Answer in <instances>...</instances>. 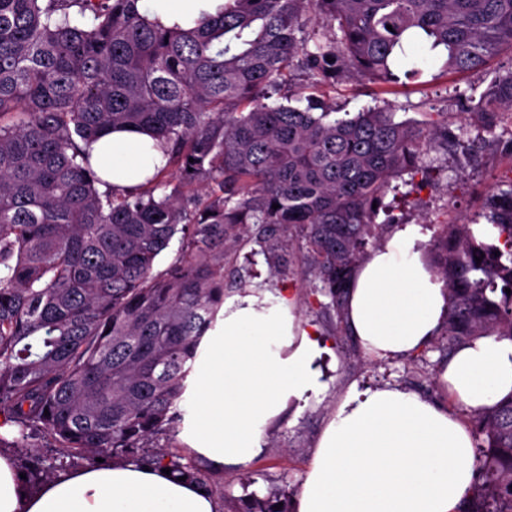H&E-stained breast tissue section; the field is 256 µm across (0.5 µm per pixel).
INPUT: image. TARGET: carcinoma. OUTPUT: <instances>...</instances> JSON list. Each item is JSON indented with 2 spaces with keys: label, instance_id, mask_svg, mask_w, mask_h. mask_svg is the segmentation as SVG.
<instances>
[{
  "label": "carcinoma",
  "instance_id": "1",
  "mask_svg": "<svg viewBox=\"0 0 512 512\" xmlns=\"http://www.w3.org/2000/svg\"><path fill=\"white\" fill-rule=\"evenodd\" d=\"M75 7L85 23L70 21ZM320 20L337 30L306 51ZM504 44L512 0H225L189 29L147 21L137 0H0V413L21 429L13 447L41 433L61 457L86 460L174 435L224 307V252L251 224L269 253L277 234H302L308 273L342 317L381 230L373 203L448 130L421 134L387 109L331 120L299 93L304 108L269 104L299 53L317 90L340 70L391 83L427 52L445 72L477 70ZM474 109L488 125L512 111V71ZM117 127L162 139L167 169L207 193L183 182L157 193L166 169L136 188H100L87 147ZM482 217L497 244L475 236ZM179 233L180 252L154 272ZM432 249L448 345L512 340V181ZM473 419L483 440L461 512H512V396ZM170 466L207 487L202 468Z\"/></svg>",
  "mask_w": 512,
  "mask_h": 512
}]
</instances>
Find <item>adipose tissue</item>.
<instances>
[{
	"instance_id": "obj_1",
	"label": "adipose tissue",
	"mask_w": 512,
	"mask_h": 512,
	"mask_svg": "<svg viewBox=\"0 0 512 512\" xmlns=\"http://www.w3.org/2000/svg\"><path fill=\"white\" fill-rule=\"evenodd\" d=\"M224 0H138L140 14L190 28ZM102 181L131 188L167 164L146 132L113 130L90 146ZM417 225L398 227L356 268L344 318L363 349L386 358L423 348L442 328L448 290L422 259ZM319 340L302 328L292 295L224 302L196 370L195 452L245 463L268 423L319 388ZM438 381L473 410L512 396V340L483 336L456 346ZM475 478L468 429L442 404L398 387L350 389L319 436L295 512H459ZM0 512H216L210 493L136 462L82 467L25 490L0 454Z\"/></svg>"
}]
</instances>
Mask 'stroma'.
Instances as JSON below:
<instances>
[{
    "instance_id": "obj_1",
    "label": "stroma",
    "mask_w": 512,
    "mask_h": 512,
    "mask_svg": "<svg viewBox=\"0 0 512 512\" xmlns=\"http://www.w3.org/2000/svg\"><path fill=\"white\" fill-rule=\"evenodd\" d=\"M414 65L420 69V76L396 84L342 73L321 96L322 101L344 112L388 108L394 111L396 120L418 128L438 124L448 129L447 149L428 150L418 174L392 181L376 217L383 230L368 244L372 250L385 244L394 229L403 224L419 225L425 240H432L439 225L478 214L487 193L512 179V112H501L495 127L489 130L471 104L488 89L496 74L512 69V47L502 46L481 70L446 74L436 56L416 59ZM278 255L287 260L293 279L282 280L251 232H243L224 258V276L230 279L241 275L246 292L257 291L269 298L283 288L293 292L302 326L312 330L328 348L319 363L322 386L266 427L262 451L251 462L209 467L210 494L217 512H246L256 499L294 508L316 438L351 384L362 388L390 384L414 390L446 405L465 425L473 423L472 410L437 385L439 364L448 355L444 336L433 339L423 359L417 361L368 355L346 324L339 322L335 311L313 303V278L304 272L307 253L298 234L283 237Z\"/></svg>"
}]
</instances>
